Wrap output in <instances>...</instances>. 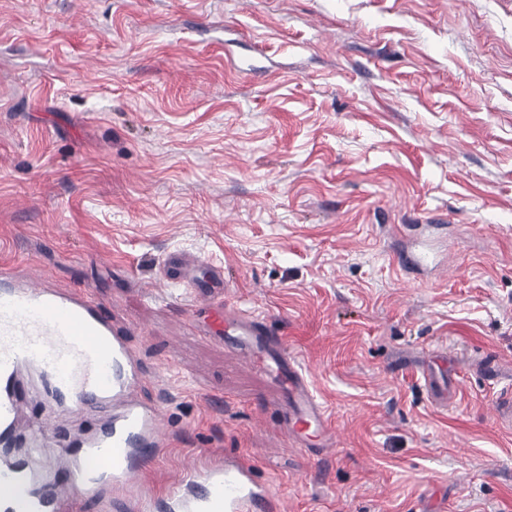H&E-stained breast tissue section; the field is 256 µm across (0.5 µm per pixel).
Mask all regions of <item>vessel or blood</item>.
<instances>
[{
    "instance_id": "b4317fda",
    "label": "vessel or blood",
    "mask_w": 512,
    "mask_h": 512,
    "mask_svg": "<svg viewBox=\"0 0 512 512\" xmlns=\"http://www.w3.org/2000/svg\"><path fill=\"white\" fill-rule=\"evenodd\" d=\"M165 278L194 287L179 257L161 267ZM209 308L214 332L237 355L259 353L268 371L288 383L282 400L283 425L293 437L314 429L323 448L337 447L324 407L266 319L234 313L200 298ZM59 401L93 406L105 415L95 431L79 436L82 453L72 464L75 480L100 512H283L269 483L259 481L239 458L207 460L167 494L129 496L144 463L166 443L169 422L160 406L136 400L142 377L124 330L109 309L87 291L43 286L17 267L0 270V504L4 512H77L42 464L55 445L49 422L21 427V393L29 376Z\"/></svg>"
}]
</instances>
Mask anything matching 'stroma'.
<instances>
[{
    "label": "stroma",
    "instance_id": "1",
    "mask_svg": "<svg viewBox=\"0 0 512 512\" xmlns=\"http://www.w3.org/2000/svg\"><path fill=\"white\" fill-rule=\"evenodd\" d=\"M170 253L280 330L340 435L324 461L277 380L189 332ZM16 265L125 326L172 429L154 492L230 454L287 512H512V0H0ZM24 396L62 440L103 421Z\"/></svg>",
    "mask_w": 512,
    "mask_h": 512
}]
</instances>
